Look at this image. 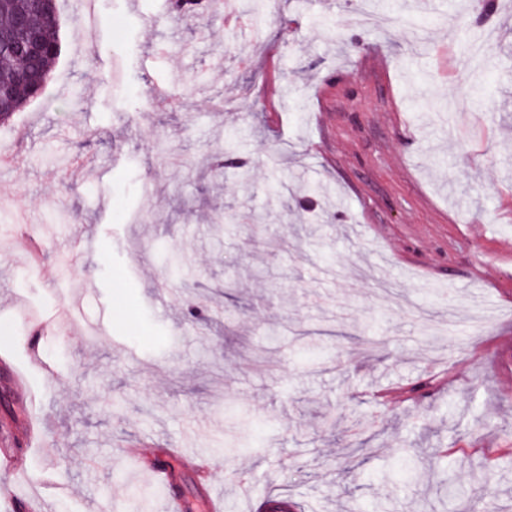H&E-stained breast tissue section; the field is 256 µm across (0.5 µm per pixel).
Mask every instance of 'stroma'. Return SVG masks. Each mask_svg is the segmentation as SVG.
Returning a JSON list of instances; mask_svg holds the SVG:
<instances>
[{
	"label": "stroma",
	"instance_id": "obj_1",
	"mask_svg": "<svg viewBox=\"0 0 512 512\" xmlns=\"http://www.w3.org/2000/svg\"><path fill=\"white\" fill-rule=\"evenodd\" d=\"M249 2L108 0L84 31L60 0L45 93L0 127V427L42 428L23 494L135 512L139 485L161 512L172 445L183 512L211 488L224 512H512V19Z\"/></svg>",
	"mask_w": 512,
	"mask_h": 512
}]
</instances>
